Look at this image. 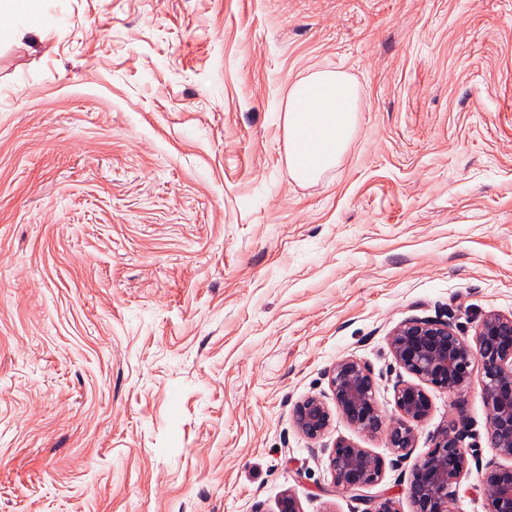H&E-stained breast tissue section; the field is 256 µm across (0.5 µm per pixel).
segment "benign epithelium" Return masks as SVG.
Listing matches in <instances>:
<instances>
[{"label": "benign epithelium", "instance_id": "7a95c632", "mask_svg": "<svg viewBox=\"0 0 512 512\" xmlns=\"http://www.w3.org/2000/svg\"><path fill=\"white\" fill-rule=\"evenodd\" d=\"M395 361L418 382L402 381L394 391L395 414L387 415L376 400L377 382L360 361L346 357L328 371L335 408L319 395L299 401L293 423L306 438L317 440L330 429L338 413L358 432L382 434L387 447L404 458L415 447L416 425L431 412L425 386L461 395L479 382L488 410L486 437L495 456L483 480L484 512H512V317L484 315L475 337L459 334L448 322L411 319L396 327L390 338ZM462 421L438 433L434 446L413 466L407 488L412 512H451L468 465ZM333 486L357 492L378 484L384 461L347 439L328 449ZM275 512H302L291 491L278 498Z\"/></svg>", "mask_w": 512, "mask_h": 512}]
</instances>
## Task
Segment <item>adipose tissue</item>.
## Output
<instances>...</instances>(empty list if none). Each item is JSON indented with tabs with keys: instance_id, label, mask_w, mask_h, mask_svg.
Instances as JSON below:
<instances>
[{
	"instance_id": "1",
	"label": "adipose tissue",
	"mask_w": 512,
	"mask_h": 512,
	"mask_svg": "<svg viewBox=\"0 0 512 512\" xmlns=\"http://www.w3.org/2000/svg\"><path fill=\"white\" fill-rule=\"evenodd\" d=\"M358 101L357 83L339 71H315L291 87L285 128L294 180L312 183L336 167L355 131Z\"/></svg>"
}]
</instances>
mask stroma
I'll return each mask as SVG.
<instances>
[{
	"label": "stroma",
	"mask_w": 512,
	"mask_h": 512,
	"mask_svg": "<svg viewBox=\"0 0 512 512\" xmlns=\"http://www.w3.org/2000/svg\"><path fill=\"white\" fill-rule=\"evenodd\" d=\"M0 36V512H411L449 416L484 512L479 386L429 388L405 458L336 417L350 357L394 411L389 347L419 318L474 336L512 316V0H44ZM359 86L356 130L313 183L286 164L291 85ZM384 459L363 496L326 446ZM293 423L306 438L317 440L330 429L334 416L322 396L310 395L299 401L292 413Z\"/></svg>",
	"instance_id": "35a3bbf8"
}]
</instances>
